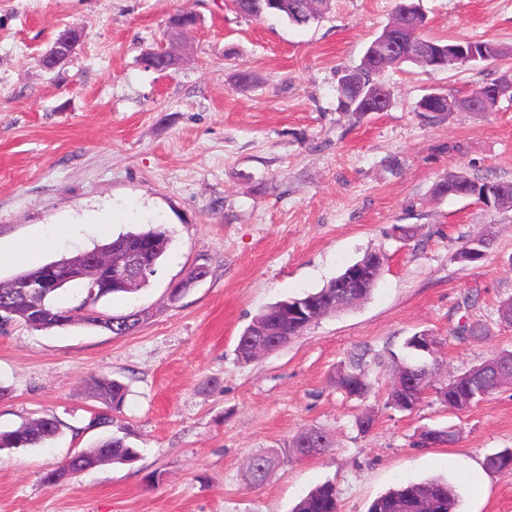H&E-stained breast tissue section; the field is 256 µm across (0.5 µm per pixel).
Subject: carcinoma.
Returning a JSON list of instances; mask_svg holds the SVG:
<instances>
[{
  "label": "carcinoma",
  "instance_id": "obj_1",
  "mask_svg": "<svg viewBox=\"0 0 512 512\" xmlns=\"http://www.w3.org/2000/svg\"><path fill=\"white\" fill-rule=\"evenodd\" d=\"M231 2L235 11L241 16L256 19L276 16L297 26H307L319 20L323 17L322 11L327 8V0H322L321 13L317 15L304 10L303 0H231ZM380 40L387 41V44L382 48L379 59L373 62L365 57L360 65L342 69L339 77L340 86H338L339 109L351 113L358 112L357 108L347 104V101L358 94L368 100H377L382 87L379 76L386 68H400L405 64L417 63L435 70H452L460 65V62L448 55V46L452 45L450 40L405 33L401 41L396 42L391 40V35L385 30L375 37V41ZM473 44L484 48L489 56L485 61L472 62L474 66L488 65L505 54L503 47L493 41L475 40ZM499 81L500 78L497 77L480 86L463 101L447 95L434 100L423 98L418 102V112L429 121L443 119L448 116V113L461 108L470 112H489L495 106V99L488 97L483 100L481 96L487 94ZM448 181L465 184L471 193L486 203H492L498 210H512V182H479L464 175H451L440 180L435 186V191H440L441 185ZM170 243L169 232L160 224H151L147 229L121 234L112 241L92 249V252H106L111 249L114 251L123 249L130 253L141 252L144 258L156 268ZM99 279L101 284L94 287L81 278H73L40 297V306L35 312L24 305H16L13 309L14 319L24 322L34 330H51L74 323H84L108 330L114 336L135 333L150 318V310L142 309L123 316H96L94 319L86 317V314L98 313L97 304L103 298L114 294L134 293L148 287L150 279H139L136 287L128 288L118 282L109 269L102 271ZM334 285L335 281L331 280L329 287L307 293L297 298V302L317 308L322 307L328 303V298H336ZM67 289L80 291V298L70 307H61L57 304V296L59 292ZM282 309L283 302L274 303L256 316L244 329L236 347V352L242 360L248 361L253 358L252 350L259 341L270 342L280 336L293 339L303 333V329L293 318L287 319L281 315ZM437 345L436 337L416 334L405 340L403 348L411 355L422 352L432 355ZM367 355L366 351L350 355L347 364L337 374V387L350 398L362 399L370 391ZM408 366L412 371L400 377L397 387L399 393H391V398L395 399L401 394L407 401L417 406L422 402L424 386L420 383L415 370L424 367V364L410 362ZM511 382L512 350H505L449 379L448 397L440 400V404L452 410L462 411ZM84 388L110 410L120 408L127 394L126 385L117 379L90 377L84 380ZM60 426V421L54 416L23 422L10 430L0 432V448L44 445L59 434ZM330 447V435L320 428L311 427L292 439L290 453L306 457L321 453ZM136 457L138 453L127 443L126 436L114 434L95 447L80 451L78 459L47 473L45 479L51 484H56L61 482V477L70 470L73 472L87 470L104 463L125 464ZM279 463L280 460L276 456L258 453L250 459V476L254 482L261 483ZM486 466L495 473L511 477L512 454L507 456L503 451L495 453L487 457ZM456 506V494L448 483L433 479L410 482L391 489L376 498L367 512H456ZM292 512H338L335 486L328 481L316 486L295 505Z\"/></svg>",
  "mask_w": 512,
  "mask_h": 512
}]
</instances>
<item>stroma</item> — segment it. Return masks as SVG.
<instances>
[{"instance_id": "1", "label": "stroma", "mask_w": 512, "mask_h": 512, "mask_svg": "<svg viewBox=\"0 0 512 512\" xmlns=\"http://www.w3.org/2000/svg\"><path fill=\"white\" fill-rule=\"evenodd\" d=\"M415 2L425 36L491 40L508 55L452 71L386 69L389 108L351 114L338 108V72L359 64L395 0H330L305 27L245 18L224 0H0V281L151 224L172 236L148 288L98 306L150 310L133 335L0 329V431L43 416L62 423L45 446L0 450V512H291L326 481L339 512H367L399 484L439 477L459 512H512V477L484 465L512 448V385L462 412L430 393L410 412L386 404L413 334L438 338L442 381L512 350V324L499 317L512 298V210L434 192L458 173L512 181V96L434 124L416 112L427 94L462 98L512 71V0ZM182 11L198 23L173 47L178 67L143 69L142 53ZM72 30L74 53L47 72L44 54ZM242 70L252 85L238 86ZM60 223L70 234L50 238ZM486 233L485 257L460 262L461 245ZM20 242L30 260H3ZM370 250L388 260L367 300L238 358V338L262 310L322 288ZM198 264L207 277L170 302ZM472 323L483 338H453ZM366 348L385 361L371 365L359 401L337 389L336 373ZM91 376L128 387L111 423L96 420L104 407L83 389ZM367 412L375 423L362 435L355 420ZM446 425L452 443L414 446L422 428ZM310 427L327 431L331 448L285 456ZM119 429L134 462L45 482ZM258 453L285 461L256 486L247 463Z\"/></svg>"}]
</instances>
